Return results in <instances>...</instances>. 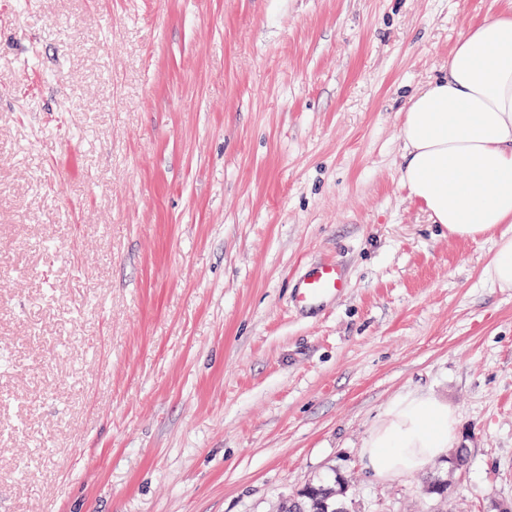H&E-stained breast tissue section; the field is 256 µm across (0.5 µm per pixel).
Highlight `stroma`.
Here are the masks:
<instances>
[{"mask_svg":"<svg viewBox=\"0 0 512 512\" xmlns=\"http://www.w3.org/2000/svg\"><path fill=\"white\" fill-rule=\"evenodd\" d=\"M506 11L0 0V512H278L337 478L349 512L512 504V289L491 239L409 197L399 138ZM328 260L345 294L297 312ZM409 391L448 403L468 464L373 480ZM486 275L492 286L512 288V238L502 235L496 241V252Z\"/></svg>","mask_w":512,"mask_h":512,"instance_id":"35a3bbf8","label":"stroma"}]
</instances>
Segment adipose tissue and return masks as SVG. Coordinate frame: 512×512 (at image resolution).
I'll use <instances>...</instances> for the list:
<instances>
[{"label":"adipose tissue","instance_id":"1","mask_svg":"<svg viewBox=\"0 0 512 512\" xmlns=\"http://www.w3.org/2000/svg\"><path fill=\"white\" fill-rule=\"evenodd\" d=\"M401 180L450 236L474 239L512 223V12L470 28L446 74L413 94L403 112ZM456 438L447 403L396 399L370 433V475L391 480L427 470Z\"/></svg>","mask_w":512,"mask_h":512}]
</instances>
